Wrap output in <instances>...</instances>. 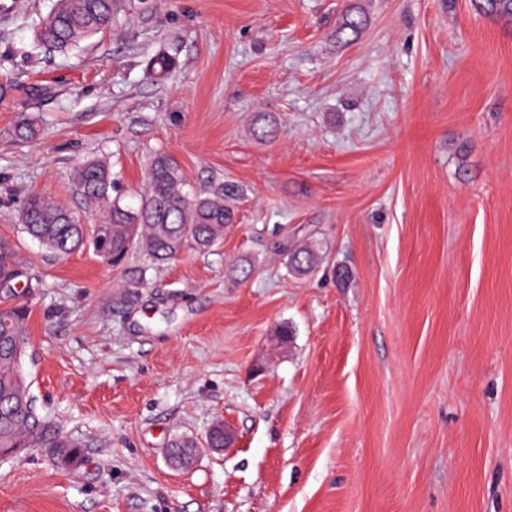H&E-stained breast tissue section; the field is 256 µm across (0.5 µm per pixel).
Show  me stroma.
Returning <instances> with one entry per match:
<instances>
[{"label":"stroma","mask_w":512,"mask_h":512,"mask_svg":"<svg viewBox=\"0 0 512 512\" xmlns=\"http://www.w3.org/2000/svg\"><path fill=\"white\" fill-rule=\"evenodd\" d=\"M349 2L125 0L63 54L32 48L53 0H0V308L29 307L30 391L85 452L0 457V512H512V24L358 0L343 45ZM26 115L38 139L14 137ZM159 153L243 193L211 250L130 254L134 305L123 269L22 232L31 193L81 210L89 158L137 205ZM301 243L322 263L294 276ZM218 419L234 447L172 468ZM368 18L359 8L348 7L341 18L336 29V38L338 41L349 44L358 39L361 32L366 28Z\"/></svg>","instance_id":"obj_1"}]
</instances>
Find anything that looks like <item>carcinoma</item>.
Wrapping results in <instances>:
<instances>
[{"label": "carcinoma", "mask_w": 512, "mask_h": 512, "mask_svg": "<svg viewBox=\"0 0 512 512\" xmlns=\"http://www.w3.org/2000/svg\"><path fill=\"white\" fill-rule=\"evenodd\" d=\"M474 11L484 17L512 22V0H472ZM120 11L119 0H54L49 13L34 32V48L66 52L112 25ZM368 18L359 8L348 7L336 29L338 41L349 44L358 39ZM16 136L28 140L39 134L34 116H25L15 128ZM73 180L83 200L84 213L68 209L39 193L24 201L22 229L57 255L74 253L86 246L114 266L127 264L130 253L143 249L155 264H164L187 245L209 250L224 236V226L235 220L227 201L240 194L233 183L221 184L200 195L185 190V180L175 162L165 154L150 163L148 188L131 207L113 195L115 183L110 165L93 158L78 167ZM319 264L311 246L288 249V268L298 274L313 271ZM17 271L15 253L0 242V274ZM143 270L127 268L123 301L136 298L135 288ZM27 309H0V455H13L16 448H51L54 461L63 467L83 461V444L64 435L59 427L41 415L23 370L29 343ZM224 447V423L218 421L204 442L177 437L171 444V463L180 468L195 454V448Z\"/></svg>", "instance_id": "carcinoma-1"}]
</instances>
